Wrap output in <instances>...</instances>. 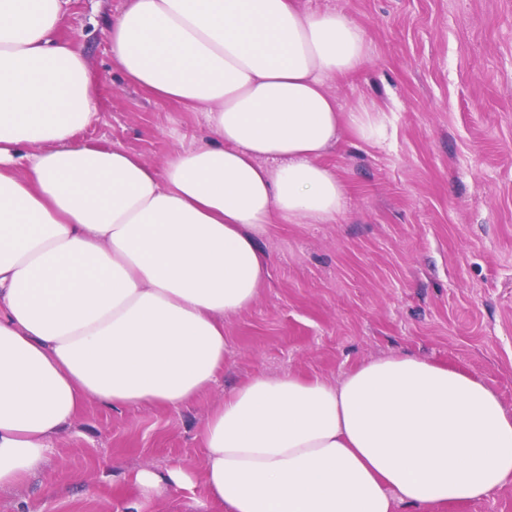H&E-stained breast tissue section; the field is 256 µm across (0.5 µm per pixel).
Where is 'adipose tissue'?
I'll return each instance as SVG.
<instances>
[{
    "label": "adipose tissue",
    "mask_w": 512,
    "mask_h": 512,
    "mask_svg": "<svg viewBox=\"0 0 512 512\" xmlns=\"http://www.w3.org/2000/svg\"><path fill=\"white\" fill-rule=\"evenodd\" d=\"M69 0H0V490L52 455L87 401L177 410L224 373L225 319L269 276L274 224H332L323 164L381 119L328 83L359 71L358 23L299 0H123L112 61L206 138L162 165L75 141L97 116ZM200 474L122 475L118 512L190 490L193 512H427L512 484V413L473 375L396 352L336 382L252 376L208 412Z\"/></svg>",
    "instance_id": "adipose-tissue-1"
}]
</instances>
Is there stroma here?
I'll return each instance as SVG.
<instances>
[{
    "label": "stroma",
    "mask_w": 512,
    "mask_h": 512,
    "mask_svg": "<svg viewBox=\"0 0 512 512\" xmlns=\"http://www.w3.org/2000/svg\"><path fill=\"white\" fill-rule=\"evenodd\" d=\"M119 0H70L60 35L84 48L98 118L79 142L153 164L204 133L199 111L154 101L112 63ZM358 22L368 63L330 85L343 109L384 111L369 143L325 156L347 192L334 224H277L256 303L224 322V374L179 410L88 402L45 467L0 491V512H115L122 473L199 472L201 428L259 373L336 380L403 350L472 374L512 411V0H301Z\"/></svg>",
    "instance_id": "obj_1"
}]
</instances>
